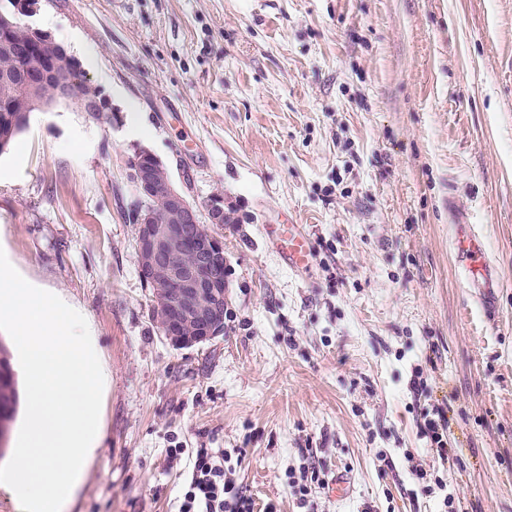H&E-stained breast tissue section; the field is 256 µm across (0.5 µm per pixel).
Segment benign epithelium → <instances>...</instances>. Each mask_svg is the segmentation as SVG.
I'll use <instances>...</instances> for the list:
<instances>
[{
	"label": "benign epithelium",
	"mask_w": 512,
	"mask_h": 512,
	"mask_svg": "<svg viewBox=\"0 0 512 512\" xmlns=\"http://www.w3.org/2000/svg\"><path fill=\"white\" fill-rule=\"evenodd\" d=\"M38 10L39 0H13L11 14L0 15V48L19 62L18 73L29 90L28 98L9 106L10 112L45 111L78 98L77 81L69 67L71 55L49 33L31 23ZM21 23L31 32V40H5ZM108 108V102L100 98H86L81 105V111L91 118ZM127 166L137 192L139 277L144 284L156 287L155 303L167 314L165 336L177 346H193L223 334L228 308L223 240L206 229L199 211L171 179L158 181L157 170L162 165L153 154L138 150ZM158 195L166 204L161 215L151 205V199ZM206 211L209 223H224V198H210ZM185 251L195 256L194 265H184ZM183 318L196 321L195 335L181 336Z\"/></svg>",
	"instance_id": "obj_1"
}]
</instances>
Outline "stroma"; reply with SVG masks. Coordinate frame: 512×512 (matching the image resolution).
<instances>
[{
  "mask_svg": "<svg viewBox=\"0 0 512 512\" xmlns=\"http://www.w3.org/2000/svg\"><path fill=\"white\" fill-rule=\"evenodd\" d=\"M33 22L110 105L35 112L0 155V249L85 317L109 376L66 512H178L172 448L223 449L254 512H512V0H43ZM138 149L198 210L231 205L224 333L200 346L164 336L138 276ZM286 222L307 271L261 231ZM438 412L445 462L418 432ZM311 464L345 496L299 503ZM264 234L276 241L283 262L291 269L303 271L313 262L314 252L309 235L300 224H265ZM462 230L455 241V249L461 262V271L468 284L479 289L478 300L484 306L490 305L492 287L491 265L485 251L483 239L478 232L472 231L468 224H462ZM482 280L484 282H482Z\"/></svg>",
  "mask_w": 512,
  "mask_h": 512,
  "instance_id": "stroma-1",
  "label": "stroma"
}]
</instances>
